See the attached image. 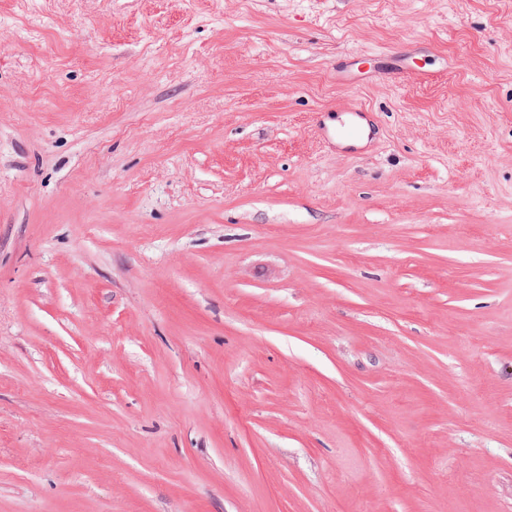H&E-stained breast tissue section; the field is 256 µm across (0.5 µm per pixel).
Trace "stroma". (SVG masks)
<instances>
[{
  "instance_id": "stroma-1",
  "label": "stroma",
  "mask_w": 512,
  "mask_h": 512,
  "mask_svg": "<svg viewBox=\"0 0 512 512\" xmlns=\"http://www.w3.org/2000/svg\"><path fill=\"white\" fill-rule=\"evenodd\" d=\"M0 512H512V0H0ZM342 112L347 114V123L341 130L343 136L365 145L374 140L373 129L362 106L353 103L348 104L344 106Z\"/></svg>"
}]
</instances>
